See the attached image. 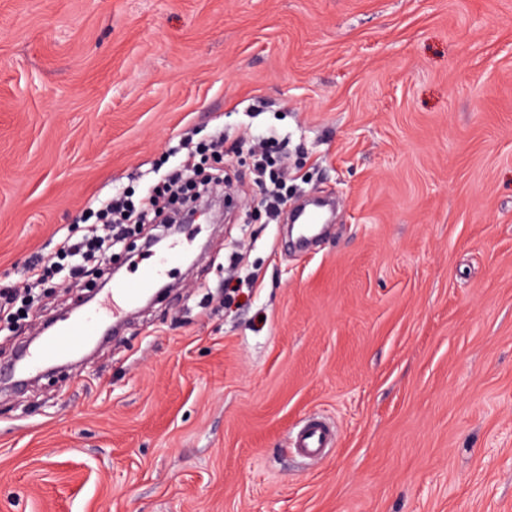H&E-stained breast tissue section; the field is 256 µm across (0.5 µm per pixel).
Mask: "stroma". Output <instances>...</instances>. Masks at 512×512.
<instances>
[{
	"label": "stroma",
	"mask_w": 512,
	"mask_h": 512,
	"mask_svg": "<svg viewBox=\"0 0 512 512\" xmlns=\"http://www.w3.org/2000/svg\"><path fill=\"white\" fill-rule=\"evenodd\" d=\"M219 131L238 207L183 226L174 291L0 383V512H512V0H0V289ZM263 133L336 203L311 248ZM107 273L0 312V365ZM276 141L275 137L267 136L259 142V149L252 151L257 176L267 187L264 204L274 219L280 216L288 203V171L272 151ZM295 445L304 458H323L333 446V434L320 418L305 421L295 433Z\"/></svg>",
	"instance_id": "35a3bbf8"
}]
</instances>
